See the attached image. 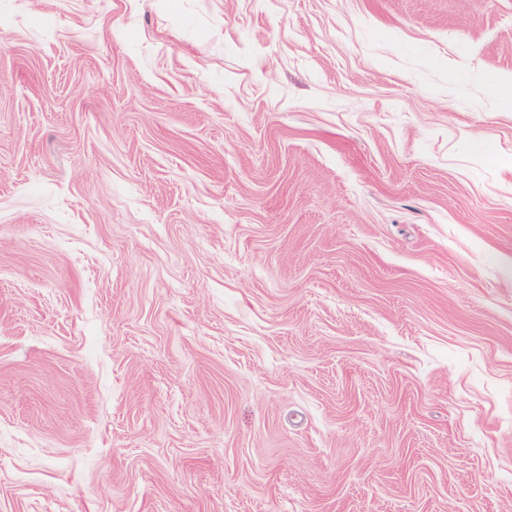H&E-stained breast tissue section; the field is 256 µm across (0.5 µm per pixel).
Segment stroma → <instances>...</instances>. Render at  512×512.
<instances>
[{"label": "stroma", "instance_id": "1", "mask_svg": "<svg viewBox=\"0 0 512 512\" xmlns=\"http://www.w3.org/2000/svg\"><path fill=\"white\" fill-rule=\"evenodd\" d=\"M512 0H0V512L512 504Z\"/></svg>", "mask_w": 512, "mask_h": 512}]
</instances>
